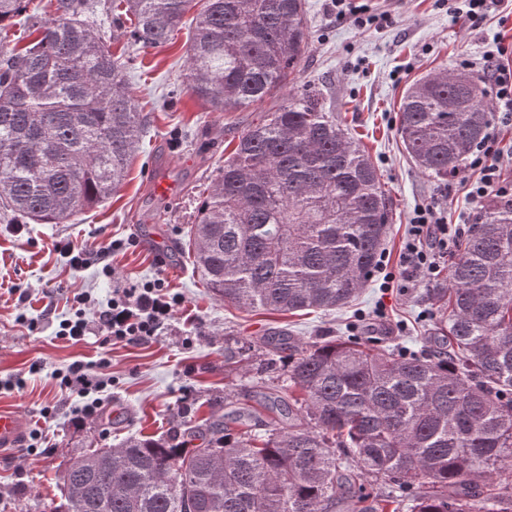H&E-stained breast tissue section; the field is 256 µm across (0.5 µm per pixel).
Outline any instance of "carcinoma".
<instances>
[{"label": "carcinoma", "instance_id": "carcinoma-1", "mask_svg": "<svg viewBox=\"0 0 512 512\" xmlns=\"http://www.w3.org/2000/svg\"><path fill=\"white\" fill-rule=\"evenodd\" d=\"M0 0V212L63 224L125 180L147 116L125 62L88 20L90 0ZM131 45H168L196 9L187 92L212 112L259 105L305 62V0H111ZM24 16L33 39L10 45ZM459 77L426 76L404 93L398 132L420 171L460 173L493 116ZM392 202L382 174L311 91L262 112L238 137L186 232L213 296L244 311L341 308L375 272ZM437 356L363 347L351 338L299 345L283 384L259 402L155 438L130 435L63 462L51 512H512V202L490 198L460 235ZM280 329L249 348L288 345ZM386 478L388 495L367 491Z\"/></svg>", "mask_w": 512, "mask_h": 512}]
</instances>
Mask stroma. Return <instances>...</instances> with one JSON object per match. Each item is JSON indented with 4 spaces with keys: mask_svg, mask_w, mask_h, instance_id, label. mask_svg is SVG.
<instances>
[{
    "mask_svg": "<svg viewBox=\"0 0 512 512\" xmlns=\"http://www.w3.org/2000/svg\"><path fill=\"white\" fill-rule=\"evenodd\" d=\"M95 29L115 54L132 57L128 84L150 125L133 155L119 191L67 224L18 223L0 216V409L26 413L34 440L0 454V512H44L61 501V464L87 448L116 446L131 434L159 437L187 419L227 414L258 405L261 361L252 356L235 373L224 372L225 348L285 327L301 343L349 336L378 347L395 345L430 352L440 315L427 296L434 281L397 280L382 287L373 279L360 299L343 311L247 312L214 298L182 253L183 230L192 224L207 186L258 110L275 109L282 93L261 107L212 112L185 94V60L191 17L169 46L138 48L112 31L109 0H96ZM311 35L295 91H319L337 119L378 163L393 200L385 249L398 258L413 208L435 202L449 223L471 206L459 180H433L406 156L398 135L399 103L416 80L470 61L476 76L488 53L512 60V0H492L480 27L454 22L439 0H355L391 22L359 25L337 17L330 0H306ZM179 97H169L173 88ZM96 248L119 240L112 274L91 264L75 269L55 249L60 240ZM163 278L181 302L158 336L145 341L101 343L88 335L58 336L61 320L84 309L94 315L115 290ZM88 296L79 305V296ZM80 361L111 382L101 392L99 419L81 418L85 400L61 389L54 372Z\"/></svg>",
    "mask_w": 512,
    "mask_h": 512,
    "instance_id": "obj_1",
    "label": "stroma"
}]
</instances>
